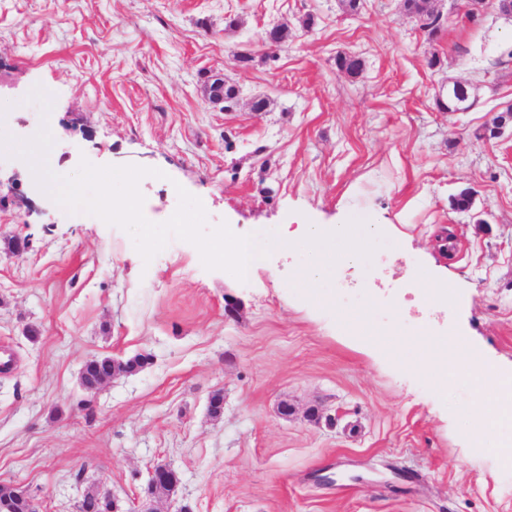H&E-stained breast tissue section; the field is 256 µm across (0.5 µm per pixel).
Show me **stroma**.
<instances>
[{
  "instance_id": "1",
  "label": "stroma",
  "mask_w": 512,
  "mask_h": 512,
  "mask_svg": "<svg viewBox=\"0 0 512 512\" xmlns=\"http://www.w3.org/2000/svg\"><path fill=\"white\" fill-rule=\"evenodd\" d=\"M461 4L436 0L450 20L431 37L400 0H363L357 15L339 0H0V356L13 358L0 483L43 512H76L99 489L132 512L148 468L166 464L180 483L155 512H512L500 434L480 441L464 423L512 373V125L480 135L512 105V17L473 22ZM281 23L272 63L259 43ZM341 54L363 60L359 76L337 71ZM214 74L239 87L234 111L205 101ZM456 80L471 107L440 110ZM37 86L50 112L29 100ZM256 97L267 111H251ZM44 126L56 175L84 159L160 169L139 183L149 221L174 214L181 186L208 227L269 255L242 281L175 237L144 261L17 156ZM299 223L381 230L360 239V264L311 288L298 279L307 249H280ZM344 273L393 295L407 323L431 318L433 334L381 335L396 310L337 303ZM430 281L456 305L422 292ZM448 337L460 377L410 368ZM137 354L142 370L81 389L87 360Z\"/></svg>"
}]
</instances>
